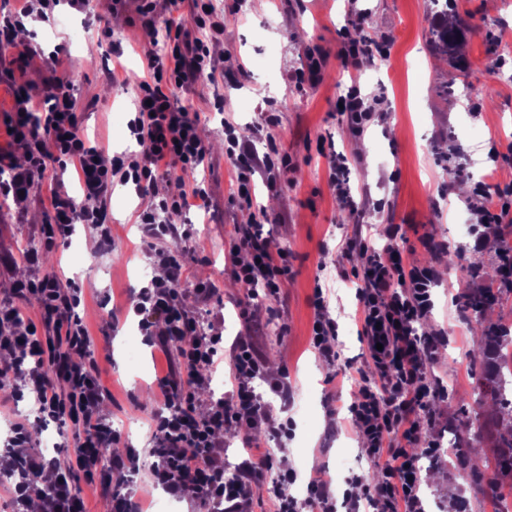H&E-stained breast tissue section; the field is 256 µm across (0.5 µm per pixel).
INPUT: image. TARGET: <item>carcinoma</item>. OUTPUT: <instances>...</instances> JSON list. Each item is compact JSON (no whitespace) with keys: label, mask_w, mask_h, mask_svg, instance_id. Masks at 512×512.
I'll list each match as a JSON object with an SVG mask.
<instances>
[{"label":"carcinoma","mask_w":512,"mask_h":512,"mask_svg":"<svg viewBox=\"0 0 512 512\" xmlns=\"http://www.w3.org/2000/svg\"><path fill=\"white\" fill-rule=\"evenodd\" d=\"M438 16L440 21L429 32V45L437 54L459 61L462 59L460 46L474 28L461 18L448 20L446 8L439 11ZM461 299L478 322L485 307L495 297L482 288H473ZM482 358V371L476 380V407L459 430L458 444L478 440L488 426L496 427V437L492 439L494 447L498 448L495 472L486 479L479 468L471 470L474 484L480 488L486 487L494 496L499 489L500 479L512 478V395L503 394L501 388L503 375L512 377V332L495 325L484 327Z\"/></svg>","instance_id":"cac0c4a2"}]
</instances>
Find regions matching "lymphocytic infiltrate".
Instances as JSON below:
<instances>
[{
    "mask_svg": "<svg viewBox=\"0 0 512 512\" xmlns=\"http://www.w3.org/2000/svg\"><path fill=\"white\" fill-rule=\"evenodd\" d=\"M193 5L190 23L169 19L174 36L167 49L146 55L148 77L138 85L135 116L128 122L131 135L144 147L140 159L124 153L111 155L88 145L75 112L73 79L53 77L38 107L31 96L14 91L10 137L25 146L27 163L14 167L11 152L0 150V170L12 171L10 179L0 183V194L20 197L47 170L63 171L71 164L82 183L80 200L62 186L53 188V221L39 227L46 248L70 237L78 223L95 227L100 248L111 247L106 202L118 184L133 185L137 194L151 197L138 216L144 238L189 240L186 225L171 223L168 217L188 208L189 198L207 200L206 187L197 183L190 192L168 195L160 193L157 184L171 169H196L209 156L196 115L176 105L169 94L170 89L189 87L213 75L212 46L223 35L224 22L209 10L207 0H193ZM224 131L225 151L238 170V197L252 204L255 176L287 170L292 158L285 148L275 145L258 153L251 142L239 138L233 123H225ZM317 152L328 161L337 200L353 219H362L366 205L352 195L347 157L322 143ZM90 199L95 200V207H87ZM400 231V226H392L390 245L380 247L358 229L345 246L363 261L356 295L361 305V334L371 359L368 369L356 371L358 396L349 412L361 453L378 470L379 479L368 488L362 476H351L339 497L331 481L318 476L309 481L308 498L303 502L289 492L296 473L274 470L269 453L260 448L261 438L282 440L290 426L254 385L267 375L263 356L249 340L237 341L228 354L222 336L198 334L196 318L180 302L186 273L183 255L155 251L163 275L133 291L134 311L146 342L164 351L176 343L180 352L178 364L169 365L158 382L163 408L154 417L158 460L149 470L148 490L188 500L197 512H253L254 500L261 495L274 512H303L308 505L315 512H337L341 505L346 512H425L420 496L421 460L440 455L430 435L436 421L433 406L448 396L432 378L429 366L446 339L437 331L418 332L433 309L438 271L404 262L402 251L393 244ZM228 259L231 275L241 287L262 291L267 300H279L281 283L289 272L288 253L273 249L257 225L235 226ZM80 294L75 283L51 273L17 280L12 301L0 306V377L14 376L19 386L12 399H33L38 409L35 421L14 422L7 442L15 450L13 469L26 474L10 487L13 512H28L34 501L40 512H83L73 485L78 471L86 484L99 487L110 498L112 512H142L140 499L110 479L111 470L135 468V449L113 458L110 469L102 467L105 449L121 444L122 438L100 414L104 391L89 357L90 338L74 314ZM31 303L38 304L47 335H38L34 323H21V310ZM311 304L310 346L321 361L335 364L339 357L337 323L322 288H315ZM225 357L230 360L232 390L216 400L201 398L216 365ZM50 420L72 424L75 468L65 469L44 456L26 454L32 431ZM233 427L247 457L231 470L224 464V436ZM35 479L46 482L44 494L34 495L31 482Z\"/></svg>",
    "mask_w": 512,
    "mask_h": 512,
    "instance_id": "lymphocytic-infiltrate-1",
    "label": "lymphocytic infiltrate"
}]
</instances>
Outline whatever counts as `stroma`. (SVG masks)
I'll list each match as a JSON object with an SVG mask.
<instances>
[{"label":"stroma","mask_w":512,"mask_h":512,"mask_svg":"<svg viewBox=\"0 0 512 512\" xmlns=\"http://www.w3.org/2000/svg\"><path fill=\"white\" fill-rule=\"evenodd\" d=\"M224 17V36L213 50L214 79L175 90L178 105L196 112L199 132L211 150L205 166L190 174L175 170L158 182L160 193L187 190L205 182L209 205L192 207L177 215L191 227L189 241L176 243L184 252L187 279L182 285L185 303L197 312L200 333L220 329L225 344L245 334L240 300H249L250 313L265 327L262 351L272 376L288 374L293 386L288 415L293 434L284 442H271L273 458L289 454L303 458L290 492L308 496L310 477H335V488L345 481L336 477L340 454L358 448L344 408L358 389L343 378L342 368L365 366L368 352L358 335L359 302L355 285L336 275L337 267L357 271L356 254H343L352 232L351 218L343 217L328 182L327 161L316 154L317 141L334 143L350 161L353 191L367 190L375 208L365 216L364 231L378 244L388 241L389 225L405 230L402 245L408 262L426 265L430 257L420 239L430 234L447 240L459 253L458 265L481 263L479 286L496 287V262L474 248L473 230L489 233L481 221L480 203L473 194H448V169L463 168L462 182L473 185L484 175L495 184L512 186V52H504L502 39L512 36V0H454L456 12L474 28L462 54L468 67L459 70L438 62L430 51L429 31L435 8L431 0H364L367 33L390 41L388 58L358 71L346 72L336 53L348 29L346 0H210ZM168 11H160L152 39H145L133 0L113 7L112 0H87L84 9L61 0L50 20L25 23L28 38L17 48L0 54V148L11 149L6 134L12 114L15 85L26 84L34 100H41L53 73L78 77L76 111L93 144L112 152L141 158L144 148L131 137L125 120L144 75L147 50L164 51L171 34ZM111 36H104V29ZM94 52H86V44ZM320 46L331 57L318 83L295 86L292 75L303 68L309 48ZM247 74L233 78L237 65ZM363 95L384 94L363 134H355L336 108V101L351 83ZM223 98V110L213 102ZM275 110L278 122L266 127L262 115ZM233 121L247 130L258 151L269 142L285 146L293 158L287 173L275 185L257 181L252 206L237 198V169L224 151V123ZM51 179L34 182L28 196L0 200V253L10 255L13 266L0 265V302L8 301L14 280L30 277L24 261L31 248H42L37 229L52 219L48 199ZM147 198L133 187L116 186L107 201L112 217V248L101 251L95 230L81 224L70 240L58 243L38 269L57 272L81 286L83 297L75 313L92 341L98 379L110 400L101 408L124 437L136 438L141 470L122 482L136 493L154 462L151 414L158 410L156 381L165 369L158 348L140 342L138 370H131L124 341L140 334L138 319L129 308L132 290L154 278V249L137 230L139 212ZM273 248L288 250L291 271L282 284L284 304L248 298L225 268L234 225L261 221ZM433 289L434 308L421 332H446L448 344L430 365L432 377L454 392L452 400L437 401L436 423L430 434L447 445L458 420L474 406V387L481 361L473 357L477 339L474 323L464 319L460 293L468 283L451 286L447 264H438ZM215 283L218 297L197 304L192 290L201 281ZM322 285L330 312L339 324L336 366L323 364L309 345L314 316L311 297ZM335 396L337 416H329L328 396ZM496 450L489 440L472 443L465 455L449 450L441 462L423 461L422 496L427 512H493L490 497L477 493L469 477V463H478L492 475Z\"/></svg>","instance_id":"35a3bbf8"}]
</instances>
